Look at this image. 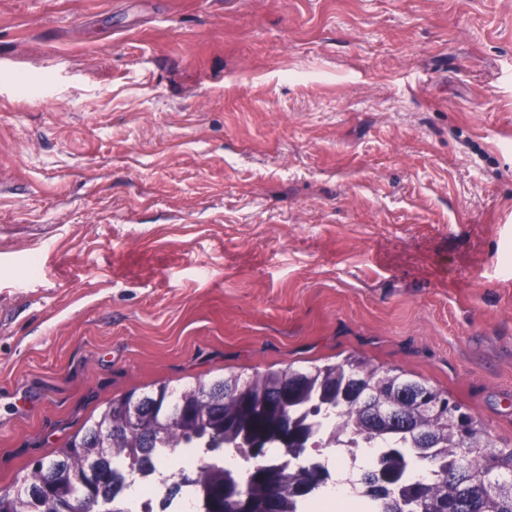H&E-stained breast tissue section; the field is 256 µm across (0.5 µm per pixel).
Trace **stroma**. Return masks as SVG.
I'll use <instances>...</instances> for the list:
<instances>
[{"instance_id": "obj_1", "label": "stroma", "mask_w": 512, "mask_h": 512, "mask_svg": "<svg viewBox=\"0 0 512 512\" xmlns=\"http://www.w3.org/2000/svg\"><path fill=\"white\" fill-rule=\"evenodd\" d=\"M348 357L512 448V0H0V489Z\"/></svg>"}]
</instances>
